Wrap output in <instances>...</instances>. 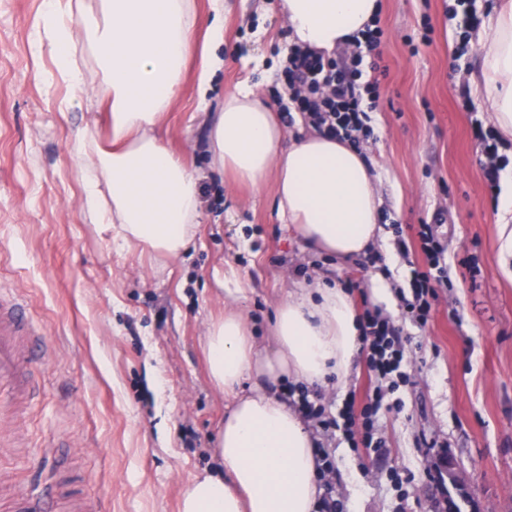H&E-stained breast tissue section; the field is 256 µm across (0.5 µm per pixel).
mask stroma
Listing matches in <instances>:
<instances>
[{
	"instance_id": "stroma-1",
	"label": "stroma",
	"mask_w": 512,
	"mask_h": 512,
	"mask_svg": "<svg viewBox=\"0 0 512 512\" xmlns=\"http://www.w3.org/2000/svg\"><path fill=\"white\" fill-rule=\"evenodd\" d=\"M279 0H224L222 61L198 106V57L187 63L162 135L200 176L202 219L188 252L157 261L123 246L80 206L75 143L93 129L108 145L111 120L74 95L49 52L32 45L43 0H0V289L25 304L48 345L27 369L38 396L0 424V512L22 494L59 484L88 512H179L197 477L218 465L217 431L229 398L209 381L205 327L236 302L263 346L277 304L318 279L383 276L377 306L403 328L410 380L398 409L381 413V452L317 435L336 465L344 512H512V280L498 267V200L483 182L474 122L492 123L461 97L480 68L458 51L456 0H381L379 97L361 143L381 196L375 267L307 248L277 218L270 190L231 185L210 166L208 131L224 94L249 80L288 104L280 78L288 32ZM438 223L451 289L432 321L404 322L398 289L410 266L397 249L421 223ZM243 287L244 295L231 291ZM454 462L458 484L439 473Z\"/></svg>"
}]
</instances>
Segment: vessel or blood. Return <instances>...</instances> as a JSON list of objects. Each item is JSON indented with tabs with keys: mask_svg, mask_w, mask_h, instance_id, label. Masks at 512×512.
Instances as JSON below:
<instances>
[{
	"mask_svg": "<svg viewBox=\"0 0 512 512\" xmlns=\"http://www.w3.org/2000/svg\"><path fill=\"white\" fill-rule=\"evenodd\" d=\"M31 340L41 346L39 330L29 319L25 306L15 297L0 292V415L19 410L33 400L35 387L24 375L20 344Z\"/></svg>",
	"mask_w": 512,
	"mask_h": 512,
	"instance_id": "b4317fda",
	"label": "vessel or blood"
}]
</instances>
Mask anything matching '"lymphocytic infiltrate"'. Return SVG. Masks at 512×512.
I'll use <instances>...</instances> for the list:
<instances>
[{"mask_svg":"<svg viewBox=\"0 0 512 512\" xmlns=\"http://www.w3.org/2000/svg\"><path fill=\"white\" fill-rule=\"evenodd\" d=\"M381 35L379 27L367 28L330 60L309 50H291L281 75L289 100L310 124L353 143L366 132L368 112L379 96V80L364 78L361 65ZM397 247L402 254L414 250L421 255L410 270V292L401 302L406 319L426 326L438 289L452 285L441 264L444 248L430 224L418 225L411 239H398ZM358 320L360 353L368 372L360 399L350 401L338 417L330 418L324 407L311 399L306 386L284 385L281 396L313 427L326 433L342 432L356 449L377 448L381 440L376 435L375 418L387 395L408 379L404 370L407 338L380 309L364 308Z\"/></svg>","mask_w":512,"mask_h":512,"instance_id":"f902f5d3","label":"lymphocytic infiltrate"}]
</instances>
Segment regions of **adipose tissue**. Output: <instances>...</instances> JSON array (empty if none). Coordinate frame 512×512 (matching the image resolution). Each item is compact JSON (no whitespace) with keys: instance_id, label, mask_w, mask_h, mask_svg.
I'll return each mask as SVG.
<instances>
[{"instance_id":"ef3b65f1","label":"adipose tissue","mask_w":512,"mask_h":512,"mask_svg":"<svg viewBox=\"0 0 512 512\" xmlns=\"http://www.w3.org/2000/svg\"><path fill=\"white\" fill-rule=\"evenodd\" d=\"M209 2L197 75L203 93L221 64L213 48L224 40V2ZM281 5L290 45L327 53L365 30L381 8L379 0ZM197 24L194 0H97L93 8L83 0H43L33 22L39 45L50 49L72 88L93 93L111 111V149L101 148L91 130L77 140L83 209L125 244L144 245L161 260L182 256L199 225L200 178L160 133ZM82 42L94 46L106 74L94 89L77 59ZM477 52L476 93L512 140V0H497ZM208 141L216 168L254 189L271 187L279 219L312 250L349 260L375 244L380 197L365 157L349 142L313 127L285 131L272 104L246 81L225 93ZM273 333V349L260 350L234 305L208 323L209 379L232 401L217 434L220 468L191 483L180 512H315L316 443L270 387L344 381L359 346L355 303L326 284L288 295L275 310Z\"/></svg>"}]
</instances>
